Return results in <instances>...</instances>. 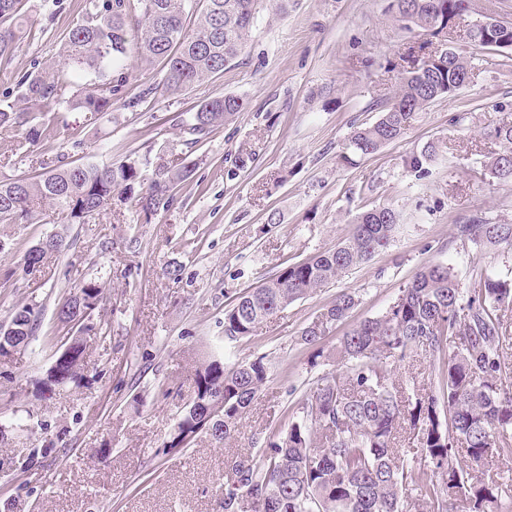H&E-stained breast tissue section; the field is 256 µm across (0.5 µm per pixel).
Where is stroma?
Here are the masks:
<instances>
[{
	"label": "stroma",
	"instance_id": "1",
	"mask_svg": "<svg viewBox=\"0 0 512 512\" xmlns=\"http://www.w3.org/2000/svg\"><path fill=\"white\" fill-rule=\"evenodd\" d=\"M35 22L0 72V101L15 75L58 56L82 0H30ZM423 38L402 30L391 0H291L286 14L257 16L244 51L223 74L153 108L120 105L86 124L67 115L54 142L18 151L21 132L0 130V177L27 174L56 155L109 164L167 146L186 151L175 116L202 101L235 95L244 109L191 151L193 180L168 210L147 216L113 206L89 224H64L43 208L30 224L0 225V321L23 306L40 312L27 349L0 361V423L25 416L30 428L0 444V512H223L225 461L256 436L286 430L315 373L309 326L345 291L359 302L322 341L381 315L427 263L453 266L463 287L472 267L512 278V248L460 240L456 225L476 216L512 224V181L484 165L497 146L488 133L512 121V49L491 51L458 36L472 58L469 84L418 112L406 133L377 152L352 150L355 130L375 122L399 84L392 66ZM426 172L408 165L428 144ZM399 212L387 248L262 323L224 350V310L238 293L281 268L333 248L356 214ZM61 233L55 262L24 269L27 248ZM181 268L179 279L164 275ZM98 278L86 381L36 395L50 367L64 292ZM229 363L267 355L270 377L229 445L204 438L177 457L159 449L187 399L197 356Z\"/></svg>",
	"mask_w": 512,
	"mask_h": 512
}]
</instances>
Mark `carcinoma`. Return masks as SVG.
<instances>
[{
    "label": "carcinoma",
    "instance_id": "cac0c4a2",
    "mask_svg": "<svg viewBox=\"0 0 512 512\" xmlns=\"http://www.w3.org/2000/svg\"><path fill=\"white\" fill-rule=\"evenodd\" d=\"M278 14L288 0H83L70 27L60 61L35 67L17 80L19 103L0 102V129L24 130L28 143L50 141L57 126L42 119L53 109L78 110L94 124L122 104L150 105L158 87L128 96L127 60L162 65L169 96L224 72L246 48L260 4ZM463 0H392L404 30L436 38L447 28L448 11ZM26 0H0V68L7 69L27 33ZM88 73L97 80L83 83ZM400 84L371 125L357 129L353 149L368 155L399 139L414 114L448 93V65L399 71ZM244 109L236 96L206 100L176 122L183 145L193 148L214 128ZM500 150L486 167L493 177L512 180V122L488 133ZM27 177L0 180V224H28L48 204L67 224H89L116 203L146 215L166 211L173 191L196 168L185 156L177 164L166 152L127 156L111 165H50ZM398 223L387 206L368 209L352 221L349 237L336 248L287 265L261 285L238 294L224 310V347L232 349L261 322L292 302L324 287L346 270L370 260L389 244ZM456 234L479 245L512 247V224L480 217L456 225ZM68 247L52 234L26 250L23 267L43 264ZM101 285L90 279L59 300L56 318L74 329L71 352L60 357V376L37 384L53 392L84 380L85 324L101 300ZM357 304L339 294L318 320L303 329L302 341L318 344ZM512 313V279L479 274L477 285L461 287L452 267L424 266L380 316L364 320L338 338L317 359L338 360L345 370L318 377L298 402L299 416L277 438L252 442L251 456L225 464L224 512H407L425 504L429 512H497L512 500V479L486 473L494 456L512 455V373L502 336ZM40 325L29 306L0 325V350L8 356L29 344ZM453 344L428 382L397 379L396 370L418 350L440 353ZM269 361L261 355L227 365L205 359L192 378L191 403L183 404L168 438L165 456L190 448L203 435L218 446L236 431L238 420L267 382ZM409 431L416 451L394 447L396 434ZM463 449L466 464L458 461Z\"/></svg>",
    "mask_w": 512,
    "mask_h": 512
}]
</instances>
